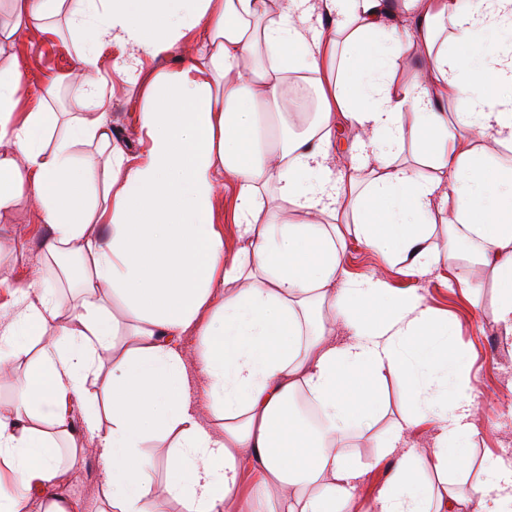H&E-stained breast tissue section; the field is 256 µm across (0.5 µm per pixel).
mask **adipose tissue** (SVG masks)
I'll return each mask as SVG.
<instances>
[{
  "label": "adipose tissue",
  "instance_id": "ef3b65f1",
  "mask_svg": "<svg viewBox=\"0 0 512 512\" xmlns=\"http://www.w3.org/2000/svg\"><path fill=\"white\" fill-rule=\"evenodd\" d=\"M0 55L30 28L49 32L66 15L83 42L78 57L93 117L66 126L45 102L16 110L26 94L18 62L0 70V217L34 195L49 234L46 256L79 260L80 298L62 304L56 284L0 276L16 310L0 329V366L27 359L11 404L0 409V512H77L59 495L61 463L84 450L62 405L84 402L82 423L102 465L101 512H145L154 458L146 442L172 439L166 491L181 512H224L246 493L249 512H352L361 468L342 449L352 427L394 458L373 512H512V473L487 459L464 498L417 486L422 457L401 450L405 433L432 423L438 477L468 468L477 430L461 359L418 293H392L384 277H351L344 227L389 264L422 277L439 265L466 278L470 264L500 282L496 321L512 333V0H10ZM496 32L489 54L450 53L445 32L466 43ZM383 38L364 74L337 62L339 44ZM135 46L117 61L129 81L140 55L191 47L188 63L158 70L145 88L134 162L114 138L94 76L103 37ZM425 72L401 82L418 48ZM312 79L318 110L286 136L277 109L289 79ZM355 137L336 163V126ZM417 162H398L406 138ZM96 145L99 159L71 149ZM433 175H423L421 163ZM233 183L239 257L224 264L215 223L221 181ZM451 235L430 250L434 210ZM346 336L335 340L332 330ZM204 338L195 357L176 341ZM205 381L200 398L188 371ZM404 375L410 413L374 430L365 410L380 400L385 371ZM104 378L101 400L89 376ZM348 390H341L340 382ZM320 416L293 410L300 393ZM212 408L220 427L201 420ZM256 479L239 482L242 459Z\"/></svg>",
  "mask_w": 512,
  "mask_h": 512
}]
</instances>
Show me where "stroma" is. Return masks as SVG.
<instances>
[{
	"label": "stroma",
	"instance_id": "obj_1",
	"mask_svg": "<svg viewBox=\"0 0 512 512\" xmlns=\"http://www.w3.org/2000/svg\"><path fill=\"white\" fill-rule=\"evenodd\" d=\"M50 24L55 35L32 29L23 33L8 56L0 58L1 66L18 59L28 74L30 100L46 99L49 108L58 112L61 121L90 112L81 86L68 74L77 66L81 50L78 39L70 32L65 15L52 17ZM131 46L105 39L98 47L97 71L104 92L110 97L108 109L113 128L121 136H128L131 122L143 105L142 89L153 74L163 66H177L182 62L180 52H171L161 60L144 59L138 82L126 81L115 69L119 56H132ZM58 77L57 90H50L49 77ZM347 271L355 277L385 274L390 288L418 289L435 310L440 321L452 330L449 349L463 356L469 367V387L474 401V424L478 436L467 454L471 470L465 474L452 473L448 479L455 491L467 495L477 479L485 457H501L512 449V334H505L497 323L494 303L497 283L489 270L472 268L470 276L479 282L475 293L465 292L454 270L440 267L416 279L399 269L390 267L383 256L356 240H348L343 254ZM41 248V222L29 203H21L12 214L0 218V273L12 282H29L35 271L46 270ZM386 395L378 403L372 417L380 428L400 421L408 411L409 397L402 374L387 375ZM345 454L365 466L354 493V512H370L374 498L382 487L389 467L379 461L380 451L369 435L352 431L344 448ZM100 465L94 454H86L79 469L61 468L60 482L69 497L79 499L85 512H98L100 507Z\"/></svg>",
	"mask_w": 512,
	"mask_h": 512
}]
</instances>
